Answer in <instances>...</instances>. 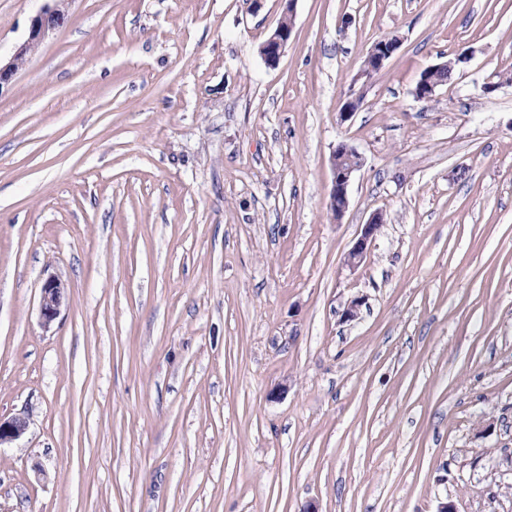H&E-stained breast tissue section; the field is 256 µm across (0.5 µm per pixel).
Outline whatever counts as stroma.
<instances>
[{
  "label": "stroma",
  "instance_id": "stroma-1",
  "mask_svg": "<svg viewBox=\"0 0 512 512\" xmlns=\"http://www.w3.org/2000/svg\"><path fill=\"white\" fill-rule=\"evenodd\" d=\"M510 73L512 0H71L0 92V512H512ZM284 15H288V18L285 17L281 20L282 26L288 27V29L278 25L261 46L262 57L269 66H275L279 62L291 36L294 16L293 8H287ZM333 185L330 195V211L333 219H340L348 208V192L355 173L362 166L360 154L353 148L343 145L332 156ZM382 224V213L373 212L367 222L362 224L360 233L347 254V265L357 267L370 249L379 226ZM64 299V288L60 281L49 277L41 287L39 311L41 324L44 328H50L60 313ZM29 427L28 416L19 413L4 419L0 416V446L18 440Z\"/></svg>",
  "mask_w": 512,
  "mask_h": 512
}]
</instances>
